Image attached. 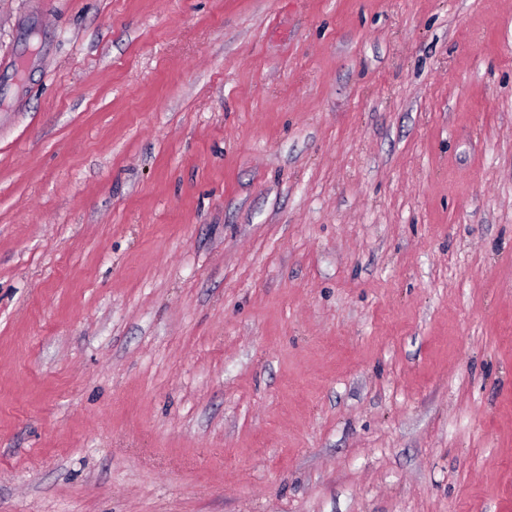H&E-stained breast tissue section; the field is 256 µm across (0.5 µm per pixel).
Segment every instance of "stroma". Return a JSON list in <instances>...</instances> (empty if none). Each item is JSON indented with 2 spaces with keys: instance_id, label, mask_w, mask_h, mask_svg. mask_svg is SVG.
I'll list each match as a JSON object with an SVG mask.
<instances>
[{
  "instance_id": "obj_1",
  "label": "stroma",
  "mask_w": 512,
  "mask_h": 512,
  "mask_svg": "<svg viewBox=\"0 0 512 512\" xmlns=\"http://www.w3.org/2000/svg\"><path fill=\"white\" fill-rule=\"evenodd\" d=\"M0 512H512V0H0Z\"/></svg>"
}]
</instances>
